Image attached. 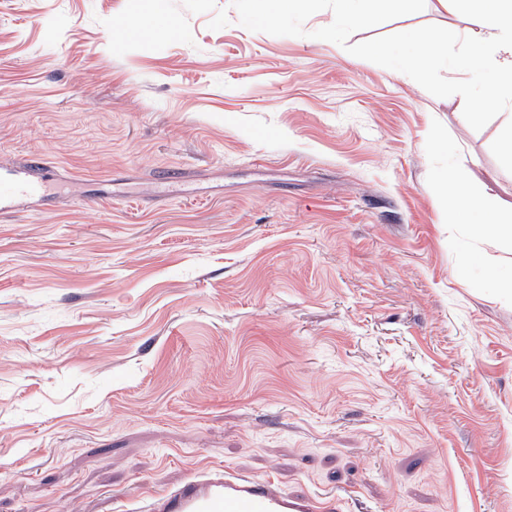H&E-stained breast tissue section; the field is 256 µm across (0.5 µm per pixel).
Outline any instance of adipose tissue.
Wrapping results in <instances>:
<instances>
[{"label": "adipose tissue", "mask_w": 512, "mask_h": 512, "mask_svg": "<svg viewBox=\"0 0 512 512\" xmlns=\"http://www.w3.org/2000/svg\"><path fill=\"white\" fill-rule=\"evenodd\" d=\"M436 2L440 7L453 9L463 17L471 39L482 48L480 54L463 55L457 63L458 71L476 67L492 69L498 79L492 85L490 102L512 100V0ZM446 196L450 223L457 224L469 215L482 213L486 216L485 221L470 227L475 236L484 241L512 236V226L499 223L496 216L489 214L484 196L466 175H458L448 183Z\"/></svg>", "instance_id": "adipose-tissue-1"}]
</instances>
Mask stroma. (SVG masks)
<instances>
[{
    "mask_svg": "<svg viewBox=\"0 0 512 512\" xmlns=\"http://www.w3.org/2000/svg\"><path fill=\"white\" fill-rule=\"evenodd\" d=\"M228 0H0V512H132L227 468L337 512H512L507 114ZM464 21L421 12L351 43ZM51 166L16 163L0 177V213L13 214L25 204H34L47 196ZM448 220L452 224H462L461 219L475 213H488L482 224H466L479 239L494 241L499 237L512 236V226L498 224V218L489 214L487 202L478 188L461 173L448 183Z\"/></svg>",
    "mask_w": 512,
    "mask_h": 512,
    "instance_id": "stroma-1",
    "label": "stroma"
}]
</instances>
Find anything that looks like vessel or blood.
Segmentation results:
<instances>
[{
    "mask_svg": "<svg viewBox=\"0 0 512 512\" xmlns=\"http://www.w3.org/2000/svg\"><path fill=\"white\" fill-rule=\"evenodd\" d=\"M49 164L16 163L0 174V213L45 198ZM139 512H336V496L290 495L271 479L213 469L151 496Z\"/></svg>",
    "mask_w": 512,
    "mask_h": 512,
    "instance_id": "b4317fda",
    "label": "vessel or blood"
}]
</instances>
